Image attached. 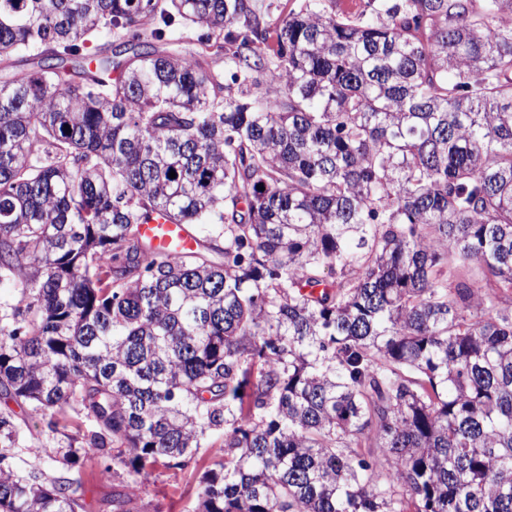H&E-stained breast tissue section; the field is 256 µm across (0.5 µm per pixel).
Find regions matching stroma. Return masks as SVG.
<instances>
[{
  "instance_id": "stroma-1",
  "label": "stroma",
  "mask_w": 512,
  "mask_h": 512,
  "mask_svg": "<svg viewBox=\"0 0 512 512\" xmlns=\"http://www.w3.org/2000/svg\"><path fill=\"white\" fill-rule=\"evenodd\" d=\"M0 412L12 414L18 426V435L9 449L20 475L37 468L46 479L73 482L83 512H110L112 493L125 485L126 470L120 462L107 467L100 456L82 453V434L78 430L81 420L74 411L59 414L53 428L26 406L1 397ZM69 446L79 450L72 461L63 460L60 454ZM216 454V449L206 445L184 468L157 467L135 490L133 512H194L201 477Z\"/></svg>"
}]
</instances>
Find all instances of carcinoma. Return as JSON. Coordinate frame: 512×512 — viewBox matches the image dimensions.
<instances>
[{
  "label": "carcinoma",
  "mask_w": 512,
  "mask_h": 512,
  "mask_svg": "<svg viewBox=\"0 0 512 512\" xmlns=\"http://www.w3.org/2000/svg\"><path fill=\"white\" fill-rule=\"evenodd\" d=\"M14 278L0 394L131 492L217 433L198 512H512V0H0ZM304 0H250L255 14L260 19H268L276 17L282 10L286 11L290 8H297L298 5L304 3ZM142 233L156 247L172 253H181L194 248V240L181 224H171L163 217L141 226Z\"/></svg>",
  "instance_id": "obj_1"
}]
</instances>
